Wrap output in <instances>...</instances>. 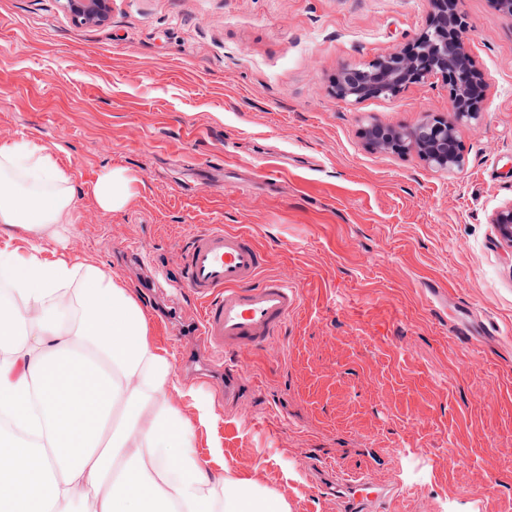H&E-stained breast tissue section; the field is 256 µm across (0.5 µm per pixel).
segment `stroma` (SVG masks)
<instances>
[{
    "instance_id": "35a3bbf8",
    "label": "stroma",
    "mask_w": 512,
    "mask_h": 512,
    "mask_svg": "<svg viewBox=\"0 0 512 512\" xmlns=\"http://www.w3.org/2000/svg\"><path fill=\"white\" fill-rule=\"evenodd\" d=\"M459 8L487 89L448 174L364 138L447 116L442 80L356 105L331 92L342 66L412 41L429 0H112L98 26L61 0H0V140L61 145L75 192L43 258L89 254L128 288L213 405L198 456L289 512H336L328 462L399 489L403 512H512V242L490 222L512 203V20L494 0ZM112 167L135 196L108 213L91 189ZM211 225L252 234L300 292L234 405L220 364L204 380L180 365L199 302L141 274L178 280Z\"/></svg>"
}]
</instances>
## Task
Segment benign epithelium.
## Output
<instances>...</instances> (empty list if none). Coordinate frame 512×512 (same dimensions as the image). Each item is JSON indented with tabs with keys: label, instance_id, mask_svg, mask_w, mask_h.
<instances>
[{
	"label": "benign epithelium",
	"instance_id": "benign-epithelium-1",
	"mask_svg": "<svg viewBox=\"0 0 512 512\" xmlns=\"http://www.w3.org/2000/svg\"><path fill=\"white\" fill-rule=\"evenodd\" d=\"M74 19L100 25L106 21L111 0H64ZM425 27L400 51L375 58L362 65H345L333 93L345 102L359 104L369 99L389 97L403 88L440 78L448 86V111L442 118L427 111L415 127L404 130L378 123L365 131L367 145L377 151L412 149L432 168L453 173L464 164L458 127L476 119L474 98L486 86L483 73L461 36L462 18L458 0H430ZM490 223L512 242V204L496 210Z\"/></svg>",
	"mask_w": 512,
	"mask_h": 512
}]
</instances>
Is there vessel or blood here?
<instances>
[{"mask_svg":"<svg viewBox=\"0 0 512 512\" xmlns=\"http://www.w3.org/2000/svg\"><path fill=\"white\" fill-rule=\"evenodd\" d=\"M177 290L201 305L196 349L214 359L241 357L271 346L299 300L285 275L264 273L267 260L250 234L213 225L197 232L184 249ZM252 381L241 363L224 369V397L238 398ZM327 494L341 512H390L396 491L375 484L367 472H322Z\"/></svg>","mask_w":512,"mask_h":512,"instance_id":"1","label":"vessel or blood"}]
</instances>
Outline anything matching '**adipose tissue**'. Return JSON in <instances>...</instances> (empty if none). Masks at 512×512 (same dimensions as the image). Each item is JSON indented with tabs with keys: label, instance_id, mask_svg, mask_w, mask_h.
I'll return each mask as SVG.
<instances>
[{
	"label": "adipose tissue",
	"instance_id": "1",
	"mask_svg": "<svg viewBox=\"0 0 512 512\" xmlns=\"http://www.w3.org/2000/svg\"><path fill=\"white\" fill-rule=\"evenodd\" d=\"M125 170L93 186L99 208L133 196ZM75 221L71 178L53 149L0 141V224L25 231V254L0 249V512H288L253 478L210 476L195 423L215 414L149 340L136 298L88 257L41 256ZM190 398L187 416L176 398Z\"/></svg>",
	"mask_w": 512,
	"mask_h": 512
}]
</instances>
